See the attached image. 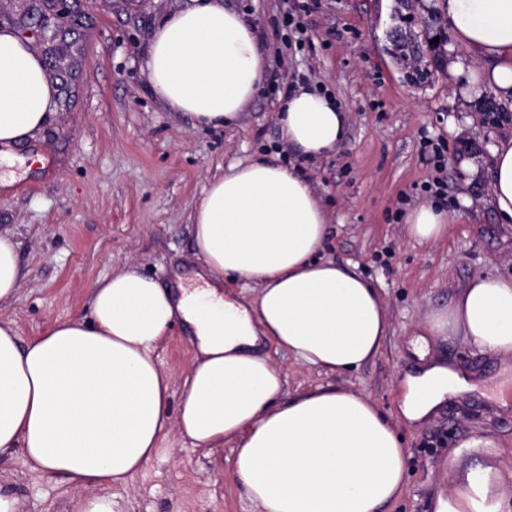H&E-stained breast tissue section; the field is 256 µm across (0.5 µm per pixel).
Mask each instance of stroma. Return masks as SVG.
<instances>
[{
    "label": "stroma",
    "mask_w": 512,
    "mask_h": 512,
    "mask_svg": "<svg viewBox=\"0 0 512 512\" xmlns=\"http://www.w3.org/2000/svg\"><path fill=\"white\" fill-rule=\"evenodd\" d=\"M189 0H69L74 16L45 54L56 107L17 155L42 152L38 172L14 166L0 186V233L17 245L21 288L0 307L30 340L56 320L84 318L98 280L128 263L168 286L189 275V214L207 182L228 164L281 149L275 113L281 92L301 82L332 95L348 114L344 141L330 156L291 163L311 180L327 209L322 258L354 265L387 304L380 353L359 369L328 374L288 354L275 360L292 396L336 385L396 412L400 381L441 359L467 373L474 391L452 395L421 423L399 421L408 469L401 497L387 512H432L438 494L456 487L452 458L497 468L512 512V391L496 399L512 354H495L462 334L414 343L432 310L447 306L470 281L512 276V227L488 203L490 148L512 132L495 125L481 99L462 91L454 64L470 65L442 19L441 0H224L254 20L271 76L239 124L213 129L169 111L147 88L143 61L155 28ZM295 10L300 32L284 20ZM444 176L446 195L425 187ZM427 203L448 210L447 236L420 245L403 218ZM194 338L172 327L158 349L173 386L190 366ZM481 447H472V440ZM233 450L191 445L160 449L128 486L111 489L112 512H258L232 473ZM0 486L18 512H70L75 492L32 469L21 453L0 457Z\"/></svg>",
    "instance_id": "35a3bbf8"
}]
</instances>
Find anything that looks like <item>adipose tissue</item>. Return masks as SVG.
<instances>
[{
    "mask_svg": "<svg viewBox=\"0 0 512 512\" xmlns=\"http://www.w3.org/2000/svg\"><path fill=\"white\" fill-rule=\"evenodd\" d=\"M455 41L474 53L468 82L512 99V0H443ZM149 89L196 125L237 124L268 78V54L247 13L224 0H192L154 31L144 64ZM53 88L38 52L0 30V163L46 121ZM284 145L307 160L328 156L347 114L330 95L299 84L281 99ZM490 206L512 224V135L490 150ZM449 215L411 209L406 236L431 244ZM200 265L189 283L161 288L136 265L96 284L90 320L66 319L28 343L0 320V455L21 452L35 469L80 490L73 512H112L125 486L167 444L231 446L233 473L260 512H381L403 493L404 453L391 417L368 396L328 385L284 397L272 350L327 373L360 368L388 331L377 288L349 266L319 259L326 210L309 179L280 155L228 165L190 216ZM251 286L247 295L230 285ZM196 343L171 413V379L156 354L176 321ZM430 336L461 332L512 353V278H477L433 310ZM405 418L427 417L445 395L469 390L433 364L405 376ZM435 512H502L500 474L460 470Z\"/></svg>",
    "mask_w": 512,
    "mask_h": 512,
    "instance_id": "adipose-tissue-1",
    "label": "adipose tissue"
}]
</instances>
